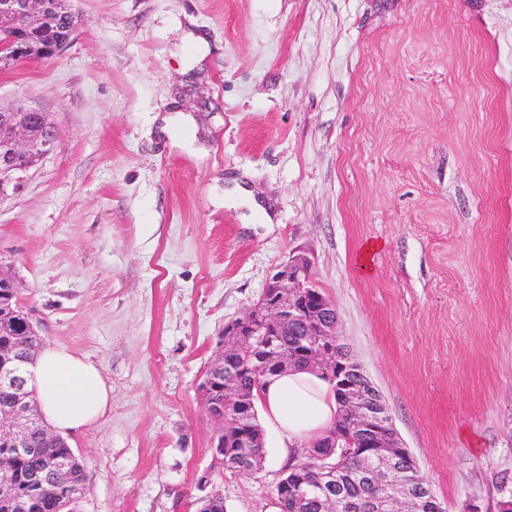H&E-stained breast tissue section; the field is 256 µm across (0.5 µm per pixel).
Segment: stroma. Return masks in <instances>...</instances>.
<instances>
[{"mask_svg":"<svg viewBox=\"0 0 512 512\" xmlns=\"http://www.w3.org/2000/svg\"><path fill=\"white\" fill-rule=\"evenodd\" d=\"M60 56L0 68L57 144L0 200V273L106 414L76 512H270L278 437L224 469L199 385L290 253L446 512L512 497V0H72ZM203 35L206 45L192 41ZM247 176L274 218L222 203ZM367 264H360V256Z\"/></svg>","mask_w":512,"mask_h":512,"instance_id":"obj_1","label":"stroma"}]
</instances>
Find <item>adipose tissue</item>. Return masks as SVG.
<instances>
[{"instance_id": "adipose-tissue-1", "label": "adipose tissue", "mask_w": 512, "mask_h": 512, "mask_svg": "<svg viewBox=\"0 0 512 512\" xmlns=\"http://www.w3.org/2000/svg\"><path fill=\"white\" fill-rule=\"evenodd\" d=\"M27 379L41 418L63 436L89 427L111 404L112 388L99 367L63 347L41 350ZM257 402L264 426L278 434L286 449L322 437L336 420L334 393L311 369L291 368L268 377Z\"/></svg>"}]
</instances>
